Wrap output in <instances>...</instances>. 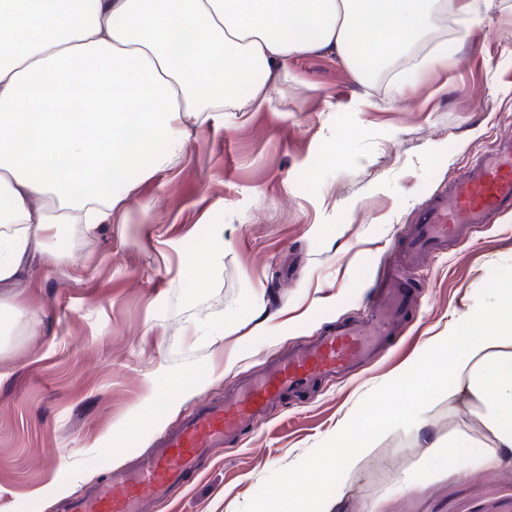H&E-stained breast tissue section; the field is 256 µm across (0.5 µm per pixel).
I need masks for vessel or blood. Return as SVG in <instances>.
Instances as JSON below:
<instances>
[{"mask_svg":"<svg viewBox=\"0 0 512 512\" xmlns=\"http://www.w3.org/2000/svg\"><path fill=\"white\" fill-rule=\"evenodd\" d=\"M509 210L511 137L496 139L461 176L424 202L405 234V250L411 256L441 252L463 231L492 223ZM410 302L407 279L397 276L393 287L372 301L360 318L336 321L325 332L267 359L223 397L208 400L157 436L137 469L113 470L98 485L71 495L65 512H145L148 505L166 502L214 449L235 445L243 431L263 419L283 396L349 376L367 365L398 335Z\"/></svg>","mask_w":512,"mask_h":512,"instance_id":"obj_1","label":"vessel or blood"}]
</instances>
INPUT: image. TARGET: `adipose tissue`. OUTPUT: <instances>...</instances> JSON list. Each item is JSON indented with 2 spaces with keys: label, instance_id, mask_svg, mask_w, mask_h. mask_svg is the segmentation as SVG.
Returning <instances> with one entry per match:
<instances>
[{
  "label": "adipose tissue",
  "instance_id": "ef3b65f1",
  "mask_svg": "<svg viewBox=\"0 0 512 512\" xmlns=\"http://www.w3.org/2000/svg\"><path fill=\"white\" fill-rule=\"evenodd\" d=\"M465 38L478 0H0V284L64 224L94 231L131 189L186 152L193 125L271 105L269 78L290 56L326 51L359 81L403 55L449 17ZM471 330L437 337L434 369L415 378L421 409L358 426L311 468L344 486L378 435L426 428L423 406L467 399L482 430L462 466L512 454V287L466 314Z\"/></svg>",
  "mask_w": 512,
  "mask_h": 512
}]
</instances>
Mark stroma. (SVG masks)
<instances>
[{"label":"stroma","mask_w":512,"mask_h":512,"mask_svg":"<svg viewBox=\"0 0 512 512\" xmlns=\"http://www.w3.org/2000/svg\"><path fill=\"white\" fill-rule=\"evenodd\" d=\"M423 50L372 83L332 54L289 57L272 106L194 129L169 170L132 172L105 224L62 225L61 260L30 253L0 287V512H61L264 358L362 314L417 208L512 132V0H487L447 64L401 85ZM510 272L512 214L411 268L394 347L284 398L157 512L274 510L290 488L323 512H512V456L461 472L427 445L473 423L464 402L429 407L426 433L379 436L343 488L307 469L341 421L416 402L399 375L429 372L435 338Z\"/></svg>","instance_id":"35a3bbf8"}]
</instances>
